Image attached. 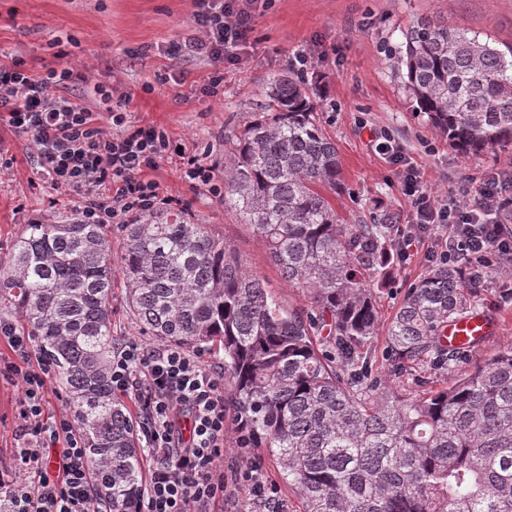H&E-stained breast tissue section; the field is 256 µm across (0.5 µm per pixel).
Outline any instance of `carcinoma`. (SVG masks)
Segmentation results:
<instances>
[{
    "label": "carcinoma",
    "instance_id": "1",
    "mask_svg": "<svg viewBox=\"0 0 512 512\" xmlns=\"http://www.w3.org/2000/svg\"><path fill=\"white\" fill-rule=\"evenodd\" d=\"M410 99L458 151L512 145V49L429 17L390 54ZM318 90L297 72L272 78L265 111L235 136L224 207L268 245L310 306L282 304L224 240L181 210L120 225L119 269L102 224L25 225L0 258V304L53 362L112 512L143 496L137 422L112 396V282L142 334L223 353L233 428L263 448L303 512H512V349L456 372L448 323L476 310L501 263L441 261L387 325V371L369 366L379 316L371 282L396 247L391 223L344 224L336 143ZM433 367L448 387L414 400L391 378Z\"/></svg>",
    "mask_w": 512,
    "mask_h": 512
}]
</instances>
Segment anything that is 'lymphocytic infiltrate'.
<instances>
[{"label":"lymphocytic infiltrate","instance_id":"1","mask_svg":"<svg viewBox=\"0 0 512 512\" xmlns=\"http://www.w3.org/2000/svg\"><path fill=\"white\" fill-rule=\"evenodd\" d=\"M253 2L196 0L192 33L173 46V53L217 65L235 62L238 48L250 37ZM80 77L69 66L38 75L21 61L1 62L0 125L33 138L53 189L83 196L79 215L86 223L125 224L170 206L158 182L148 177L174 153L167 136L153 126L123 129L118 112L112 123L120 131L108 134L94 113L52 95L53 86ZM401 190L418 229L447 227L450 252L479 263L491 252L512 250V239L493 220L512 211V169L473 182L468 198H452L441 207L416 177L405 176ZM0 343L13 354L0 376L17 380L23 391L18 419L25 437L13 467L0 468V512H112L111 504L95 499L84 440L73 417L47 413L51 365L38 357L34 337L0 320ZM109 370L113 395L135 406L152 461L136 512H243L244 490L263 512H284L259 464L225 470L230 413L224 378L206 368L200 354L130 341L113 350ZM20 470L31 474V481L17 479Z\"/></svg>","mask_w":512,"mask_h":512}]
</instances>
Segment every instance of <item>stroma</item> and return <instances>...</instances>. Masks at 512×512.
<instances>
[{"label": "stroma", "instance_id": "35a3bbf8", "mask_svg": "<svg viewBox=\"0 0 512 512\" xmlns=\"http://www.w3.org/2000/svg\"><path fill=\"white\" fill-rule=\"evenodd\" d=\"M194 0H0V60L20 59L43 73L70 65L84 80L55 88L56 97L95 112L105 131L122 112L130 126L163 129L188 156L206 158L223 169L233 139L253 120L270 79L292 68L304 55L305 76L321 84L319 117L336 142L343 190L332 203L341 220L363 224L389 216L411 232L408 260L389 264L374 294L381 323H388L405 294L436 263L445 228L413 230L412 212L401 191L406 175L417 174L431 199L445 203L462 194L472 179L512 165V145L477 155L462 154L416 113L396 77L388 52L420 16L512 46V0H263L253 14L251 37L225 64L217 96L205 86L215 70L210 61L172 57L166 48L191 32ZM387 135L402 148L401 160L378 155L371 134ZM0 156L11 168L0 176V256L7 255L25 225L78 213L82 199L52 190L39 173L31 137L0 126ZM179 158L162 160L152 177L172 207L237 251L286 305H305L306 297L282 280L265 243L224 207L221 196L180 177ZM479 309L494 332L466 351L458 363L465 372L512 348V261L501 263L479 291ZM20 385L0 378V463L13 462L22 445L18 409Z\"/></svg>", "mask_w": 512, "mask_h": 512}]
</instances>
